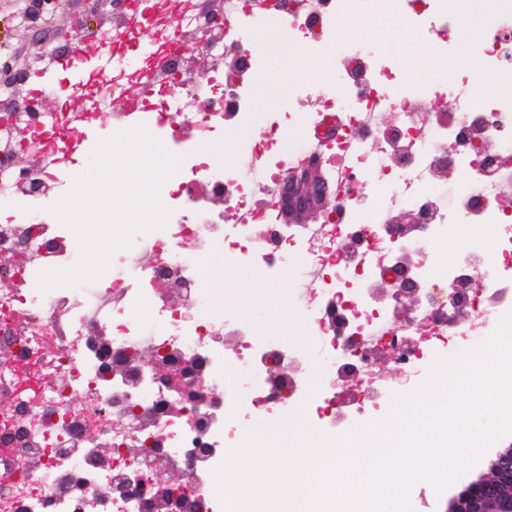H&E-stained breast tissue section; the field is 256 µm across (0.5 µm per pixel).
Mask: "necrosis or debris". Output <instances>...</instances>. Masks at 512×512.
<instances>
[{
    "instance_id": "obj_1",
    "label": "necrosis or debris",
    "mask_w": 512,
    "mask_h": 512,
    "mask_svg": "<svg viewBox=\"0 0 512 512\" xmlns=\"http://www.w3.org/2000/svg\"><path fill=\"white\" fill-rule=\"evenodd\" d=\"M285 2L289 37L335 47L334 76L309 97L301 138L288 147L286 113H256V67L201 80L188 62L203 49L213 13L224 16L225 48L249 47L266 0H171L153 19L163 61L150 102L167 122L145 126L179 147L163 199L174 215L164 228L135 233L98 282L36 288L40 271L77 259L74 233L47 215L69 184L73 149L46 129L0 127V157L24 145L36 157L29 174L0 173V251L16 258L0 281V512H223L212 471L225 449L254 419L302 405L312 366L358 375L360 399L328 382L307 405L330 435L339 421L353 428L381 419L371 398L378 351L393 349L407 383H420L430 351L474 347L512 311V11L463 38L455 0ZM365 13L400 17L417 43L436 44L454 62V75L432 79L407 70L402 50L338 38L341 18ZM481 79L493 81V96H476ZM439 100L450 111L437 110ZM227 109L256 134L224 162L205 147L220 136ZM314 154L327 163L335 209L322 223L276 229L272 188ZM448 187L451 208L439 199ZM401 211L419 222L396 238L385 227ZM452 234L465 240L454 258L442 248ZM215 254L249 274L288 280L286 304L306 344L239 314H215L200 274ZM399 256L421 299L403 324L382 280ZM454 284L462 306L450 321ZM334 309L346 335L331 330ZM275 353L286 373L277 385L265 366ZM153 357L166 362L169 380L156 379ZM152 448L168 451L179 483L154 471Z\"/></svg>"
}]
</instances>
